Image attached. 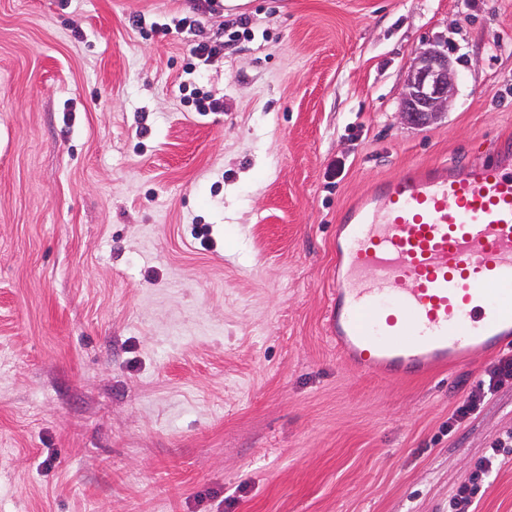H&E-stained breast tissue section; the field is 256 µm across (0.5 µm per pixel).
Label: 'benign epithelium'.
Returning a JSON list of instances; mask_svg holds the SVG:
<instances>
[{
	"instance_id": "benign-epithelium-1",
	"label": "benign epithelium",
	"mask_w": 512,
	"mask_h": 512,
	"mask_svg": "<svg viewBox=\"0 0 512 512\" xmlns=\"http://www.w3.org/2000/svg\"><path fill=\"white\" fill-rule=\"evenodd\" d=\"M457 88V70L448 56V45L431 41L413 53L404 80L401 124L428 126L442 119L452 106Z\"/></svg>"
}]
</instances>
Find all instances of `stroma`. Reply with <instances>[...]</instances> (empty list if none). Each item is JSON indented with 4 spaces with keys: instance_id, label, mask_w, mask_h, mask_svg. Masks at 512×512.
I'll return each mask as SVG.
<instances>
[{
    "instance_id": "35a3bbf8",
    "label": "stroma",
    "mask_w": 512,
    "mask_h": 512,
    "mask_svg": "<svg viewBox=\"0 0 512 512\" xmlns=\"http://www.w3.org/2000/svg\"><path fill=\"white\" fill-rule=\"evenodd\" d=\"M197 3L0 0V512H450L512 431V347L386 380L323 317L344 208L512 142V0ZM437 39L454 105L402 125ZM489 481L473 512H512V452ZM224 43L223 40L199 41L190 48V55L198 61L197 64L203 63L206 65L215 57L223 54Z\"/></svg>"
}]
</instances>
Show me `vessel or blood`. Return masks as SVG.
Listing matches in <instances>:
<instances>
[{
    "label": "vessel or blood",
    "mask_w": 512,
    "mask_h": 512,
    "mask_svg": "<svg viewBox=\"0 0 512 512\" xmlns=\"http://www.w3.org/2000/svg\"><path fill=\"white\" fill-rule=\"evenodd\" d=\"M334 247L327 333L359 371L420 377L512 342L511 164L382 180L342 211Z\"/></svg>",
    "instance_id": "vessel-or-blood-1"
}]
</instances>
